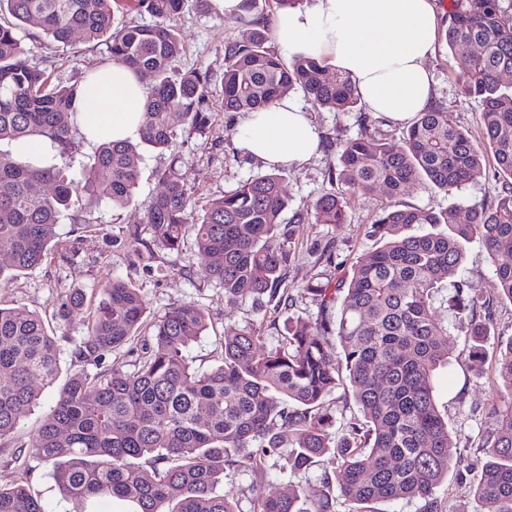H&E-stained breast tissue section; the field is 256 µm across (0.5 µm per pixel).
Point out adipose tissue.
<instances>
[{
	"instance_id": "1",
	"label": "adipose tissue",
	"mask_w": 512,
	"mask_h": 512,
	"mask_svg": "<svg viewBox=\"0 0 512 512\" xmlns=\"http://www.w3.org/2000/svg\"><path fill=\"white\" fill-rule=\"evenodd\" d=\"M277 44L310 55L347 75L371 111L405 123L426 110L434 95L427 60L438 39L436 0H314L277 15ZM145 85L118 64L99 68L79 107L88 139L124 141L138 135ZM239 146L269 168H298L318 147L310 114L293 97L242 118Z\"/></svg>"
}]
</instances>
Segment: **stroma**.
<instances>
[{"instance_id":"35a3bbf8","label":"stroma","mask_w":512,"mask_h":512,"mask_svg":"<svg viewBox=\"0 0 512 512\" xmlns=\"http://www.w3.org/2000/svg\"><path fill=\"white\" fill-rule=\"evenodd\" d=\"M174 25L184 44V52L174 64L175 73L198 69L207 72L210 78L209 126L196 131L181 124L171 147H141L140 177L130 207L88 206L64 212L55 226L57 250L36 268L0 284V305H22L48 321L60 350V372L65 378L78 368L73 351L84 326L79 318L68 323L58 320L56 311L62 297L75 289L89 290L115 278L124 279L140 288L147 304L145 319L149 322L160 316L173 300L199 305L206 313L209 328L190 347L188 356L203 369L220 361L225 331L258 317L252 302L234 307L225 304L223 290L216 288L209 277L207 259L192 244H185L179 251L155 247L141 259L127 249L133 232L149 238L144 215L152 198L163 191L162 175L169 167H176L201 209L264 171L263 165L236 147L234 131L238 118L225 111L222 99L224 46L238 33L236 20L216 12L212 0H187L185 12ZM27 49L30 61L46 69L55 82L74 81L84 72L105 65L108 56L104 43L88 42L78 35L65 46L39 38L29 41ZM427 66L433 77L435 104L442 106L452 122L472 138L481 139L479 104L461 94L457 84L465 68L464 59L449 54L441 42ZM302 106L311 112L320 147L303 167L284 173L283 190L293 212L310 209L322 194L332 191L331 175L338 163L340 142L363 133L396 141L403 132L402 126L367 109L330 112L313 107L307 100ZM502 191L501 179L489 173L467 185L454 199L430 184L414 183L399 196L398 202L436 210L454 205L458 208L457 218L462 221L466 218V205L493 204ZM387 202L385 192L380 190L350 199L345 223L309 222L300 226L296 254L287 270L286 284L295 298L288 316L318 317L319 305L311 295L303 293V285L315 278H335L370 251L373 242L367 230ZM460 276L473 293H489L494 268L480 241L468 244ZM489 311L490 334L482 367H473L469 358L472 338L468 323L456 322L448 338V362L435 374V400L448 423L449 453L453 460L447 478L436 491L441 512H476L474 490L487 461L482 446L495 429L491 409L504 396L495 371L496 354L501 343L512 339V302L493 300ZM267 469L262 488H254L250 472L240 471L226 476L218 491L238 502L243 512H251L258 494L277 495L313 485L321 473L317 466L305 473L292 471L282 459L269 461Z\"/></svg>"}]
</instances>
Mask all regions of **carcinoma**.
I'll return each mask as SVG.
<instances>
[{
	"mask_svg": "<svg viewBox=\"0 0 512 512\" xmlns=\"http://www.w3.org/2000/svg\"><path fill=\"white\" fill-rule=\"evenodd\" d=\"M187 0H138L153 24L114 25L113 0H0V283L42 264L53 248L62 212L84 203H132L140 174L138 144L157 149L176 138L173 116L196 130L210 119L208 78L199 70L170 79L183 44L169 20ZM271 17H244L224 48V111L256 112L300 90L331 112L363 108L350 80L328 79L321 61L286 60L267 46ZM36 27L63 45L80 32L106 42L108 62L153 74L146 88L139 143L98 144L93 163L72 172L85 136L77 102L89 74L54 84L29 63L25 41ZM449 52L466 58L462 94L479 100L485 137L473 140L432 107L392 144L360 135L339 145L334 180L339 191L321 195L313 213L297 212L286 228L288 199L278 169L249 178L199 212L175 170L148 205L144 220L154 245L178 250L187 237L210 258V277L235 306L268 296L262 316L224 334L221 361L195 367L190 346L208 330L204 311L175 301L142 335L146 301L121 279L61 300L57 318L88 313L75 345L82 368L71 374L49 406V417L19 454L51 467L61 499L73 512H93L99 499L118 500L123 512H242L217 493L229 472L245 470L261 484L269 459L308 471L327 458L319 484L276 496L259 495L253 512H349L366 505L420 499L438 512L435 489L448 475V423L434 397V373L448 363V323L436 305L470 314L474 365L482 364L487 326L478 320L480 297L460 277L466 246L479 239L494 267L493 295L512 302V0H454L442 34ZM37 139L46 153L31 157ZM503 182L492 205L433 210L385 205L370 226L376 246L348 275L309 282L302 290L321 316L278 323L292 295L281 289L295 254L294 225L343 224L348 201L382 188L391 198L423 180L449 197L483 177L488 156ZM42 183L50 191L36 194ZM336 308V316L328 311ZM274 330L278 345L264 346ZM131 345V360L105 365L113 350ZM59 377V352L41 317L24 306L0 307V439L14 436L22 414L39 406L40 388ZM497 377L509 396L492 411L496 433L474 497L477 512H512V339L498 349ZM351 385L363 422L336 439L328 395ZM0 512H49L27 481L0 471Z\"/></svg>",
	"mask_w": 512,
	"mask_h": 512,
	"instance_id": "carcinoma-1",
	"label": "carcinoma"
}]
</instances>
